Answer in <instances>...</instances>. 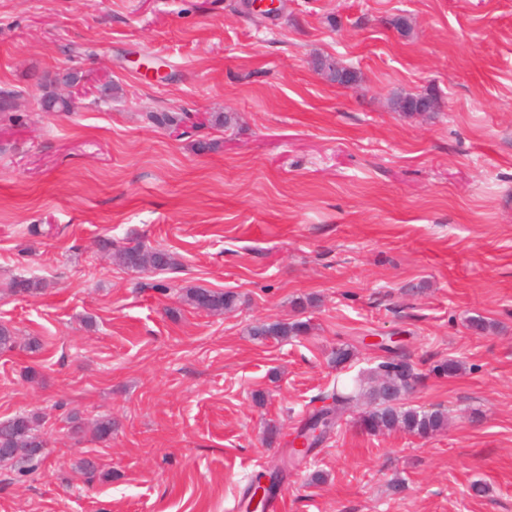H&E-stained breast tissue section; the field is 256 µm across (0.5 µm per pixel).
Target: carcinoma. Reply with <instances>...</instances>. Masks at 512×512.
Segmentation results:
<instances>
[{"label":"carcinoma","instance_id":"cac0c4a2","mask_svg":"<svg viewBox=\"0 0 512 512\" xmlns=\"http://www.w3.org/2000/svg\"><path fill=\"white\" fill-rule=\"evenodd\" d=\"M79 73L68 70L54 76L41 77L44 89L42 105L58 112L70 111V106L57 99L54 87L59 83L75 82ZM159 126L174 130L180 123L190 119L185 112L180 116L167 113L150 115ZM101 249L111 253L115 262L131 271L167 270L177 265L176 258L162 249L147 247L143 242L115 246L106 239L100 243ZM184 300L191 306L205 307V311L221 315L234 310L238 305V295L231 291H216L203 287L185 289ZM308 323L303 321L259 323L250 328V335L258 339L274 337L284 339L306 333ZM419 378L412 364L404 356L393 354L384 358L375 367L361 372L351 383L336 385L329 395L334 407L313 414L312 418L323 416L322 426L333 429L342 419L344 411L363 401L368 409L360 416L359 426L369 432L402 430L420 437H429L441 430L447 422L444 410H418L403 406L402 399L407 393L408 378ZM46 441L40 433V419L35 413L22 412L0 422V448H9L11 453H0V466L18 467L22 475L38 471L42 462Z\"/></svg>","mask_w":512,"mask_h":512}]
</instances>
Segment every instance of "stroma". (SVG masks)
I'll list each match as a JSON object with an SVG mask.
<instances>
[{"instance_id": "obj_1", "label": "stroma", "mask_w": 512, "mask_h": 512, "mask_svg": "<svg viewBox=\"0 0 512 512\" xmlns=\"http://www.w3.org/2000/svg\"><path fill=\"white\" fill-rule=\"evenodd\" d=\"M67 69L78 108L42 111L40 76ZM103 80L117 91L98 104ZM1 86L19 118L0 114V322L17 336L0 420L40 413L47 445L36 473L0 468V512H246L250 478L392 335L421 375L405 404L447 428L374 434L351 408L289 468L280 512H512V0H0ZM425 93L438 111L391 108ZM162 112L192 120L173 132ZM225 112L231 128L207 124ZM132 238L177 268L99 248ZM20 277L43 290L13 294ZM191 286L239 305L195 309ZM292 319L309 330L248 334ZM447 358L462 371L432 375ZM72 412L111 416V440L75 438ZM83 456L109 479L86 481ZM100 246L102 250L111 253L118 265L135 272L162 271L177 265L172 254L162 249L148 248L141 241L115 247L111 240L106 239L101 241ZM308 330V323L303 321L292 322H272V323H259L252 326L249 330L250 335L257 339H266L274 337L284 339L291 336H298L306 333Z\"/></svg>"}]
</instances>
